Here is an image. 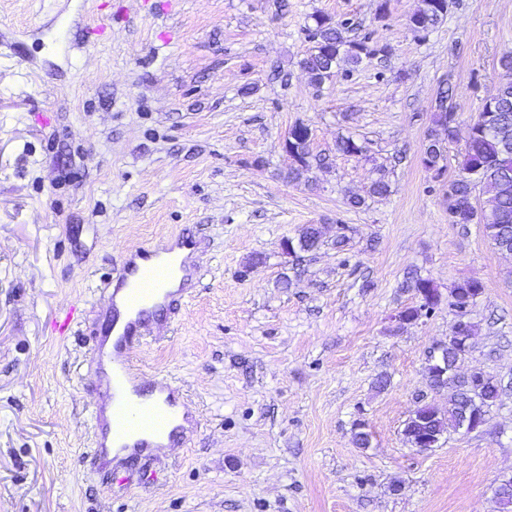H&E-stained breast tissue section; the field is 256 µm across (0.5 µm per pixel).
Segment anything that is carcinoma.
<instances>
[{"label": "carcinoma", "instance_id": "1", "mask_svg": "<svg viewBox=\"0 0 512 512\" xmlns=\"http://www.w3.org/2000/svg\"><path fill=\"white\" fill-rule=\"evenodd\" d=\"M448 12V0H419L417 8L408 18V25L415 32H427L435 28ZM347 23L333 22L324 16L314 17V26L306 28L308 37L314 42L309 54L301 61V67L317 85L334 75V69L346 65L350 73L364 60H371L387 47H379L367 38L351 40L346 36ZM506 71L507 79L500 82L485 99L477 119L469 126L465 140L460 173L448 184V211L460 210L468 215L467 223L483 226L486 236L498 250H512V52L499 59ZM450 88L441 87L437 92V111L421 157L422 165L437 173L442 172L447 161L445 140L456 135V113L448 107ZM312 132L303 124L293 125L288 130L284 150L291 160L286 178L297 181L304 177L310 167ZM364 147L353 137L336 140V152L345 156H360ZM487 195L485 205L476 207L474 193ZM320 241V231L311 224L304 227L298 238L284 243L289 255L314 250ZM404 287L415 291L421 302L433 310L438 306L439 294L432 282L421 277H410ZM483 292L477 280H463L448 294V306L461 311ZM431 386L441 390L451 389L448 409L433 404H423L407 420L403 430L406 442L413 448L426 439L441 440L453 431L465 428L474 409L489 413L496 405L504 386L486 376L480 386L458 376L454 371L440 378H430ZM498 504L506 509L512 505V476L503 477L495 490Z\"/></svg>", "mask_w": 512, "mask_h": 512}]
</instances>
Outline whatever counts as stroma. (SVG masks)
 <instances>
[{"label":"stroma","mask_w":512,"mask_h":512,"mask_svg":"<svg viewBox=\"0 0 512 512\" xmlns=\"http://www.w3.org/2000/svg\"><path fill=\"white\" fill-rule=\"evenodd\" d=\"M417 5L0 0V512H500L512 390L483 429L433 450L402 430L420 405H448L428 356L459 318L446 298L460 281L484 286L461 371L512 383V255L481 225L449 223L446 201L512 52V0H450L425 34L407 24ZM319 14L389 55L314 87L299 62ZM443 85L458 125L438 174L420 158ZM297 123L328 165L290 183ZM341 136L363 155L337 153ZM381 173L389 194L351 208ZM308 224L319 248L286 254ZM184 230L208 243L209 267L133 361L175 378L202 427L156 482L115 489L89 457L95 317L67 339L51 323L93 300L125 249ZM411 271L441 300L399 329L392 315L418 303Z\"/></svg>","instance_id":"obj_1"}]
</instances>
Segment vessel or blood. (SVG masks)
Instances as JSON below:
<instances>
[{
	"label": "vessel or blood",
	"instance_id": "obj_1",
	"mask_svg": "<svg viewBox=\"0 0 512 512\" xmlns=\"http://www.w3.org/2000/svg\"><path fill=\"white\" fill-rule=\"evenodd\" d=\"M205 253L203 241L185 232L129 248L100 291L98 337L85 359L96 377L91 453L98 469L170 454L202 425L177 381L146 375L130 355L171 331L201 281Z\"/></svg>",
	"mask_w": 512,
	"mask_h": 512
}]
</instances>
